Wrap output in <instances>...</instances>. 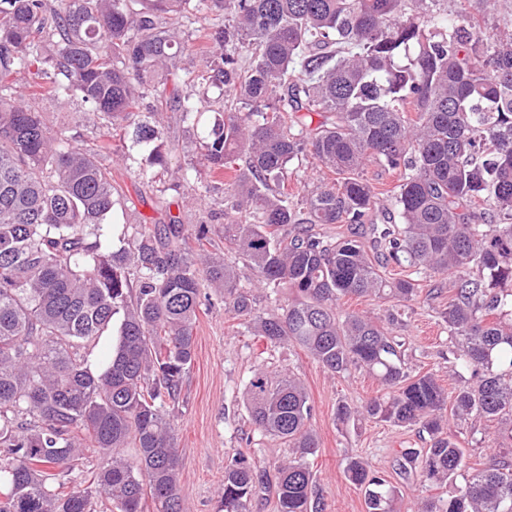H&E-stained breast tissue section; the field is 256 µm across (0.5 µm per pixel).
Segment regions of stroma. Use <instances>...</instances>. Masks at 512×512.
Here are the masks:
<instances>
[{
  "mask_svg": "<svg viewBox=\"0 0 512 512\" xmlns=\"http://www.w3.org/2000/svg\"><path fill=\"white\" fill-rule=\"evenodd\" d=\"M39 108L48 126L66 130L84 139L98 137L93 118L80 103L58 110L48 100ZM170 167L186 165L199 152L196 129L169 113L162 137ZM126 160L115 154L101 155L111 167L120 205L114 216L115 237L132 236L136 223L163 224L168 214L182 213L187 223L220 225L224 222V190L195 198L193 181L182 182L168 191L166 207L156 203L154 179L138 176L146 156L139 146L127 144ZM363 178L374 188V222L378 227L397 223L393 194L400 176L379 163L369 164ZM449 279H422L421 293L406 310L403 327L392 334L403 343L410 375L434 374L447 392L460 385L448 371V326L440 311L448 301ZM195 360L186 375L173 426L179 451L178 494L183 512H219L218 492L224 483V469L240 451H250L260 465L274 467L288 457V447L256 431L246 408V388L255 369L269 375L293 372L304 384L314 407L310 425L319 441L313 470L316 485L326 503V512H366L361 489L345 474L348 459L361 458L382 471L396 487L404 504L417 505L435 495H448L452 484L434 488L418 473H400L396 451L426 448L427 433L416 427H397L358 415L339 422L340 404L363 405L380 393L378 382L362 370L344 374L324 371L313 358L295 345L270 348L251 335L238 320L225 312L222 299L200 313L194 329Z\"/></svg>",
  "mask_w": 512,
  "mask_h": 512,
  "instance_id": "1",
  "label": "stroma"
}]
</instances>
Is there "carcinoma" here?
Returning <instances> with one entry per match:
<instances>
[{
  "mask_svg": "<svg viewBox=\"0 0 512 512\" xmlns=\"http://www.w3.org/2000/svg\"><path fill=\"white\" fill-rule=\"evenodd\" d=\"M201 12L217 23L196 49L180 34ZM187 52L201 70L180 67ZM19 74L31 93L16 90ZM171 76L223 104L181 178L233 173L227 206L252 220L224 216V242L258 284L295 291L278 311L205 251L209 224L171 215L110 243L120 202L101 140L131 138L165 167L160 114L195 127L202 114L198 97H167ZM148 87L156 105L143 113ZM75 96L101 139L72 144L34 104ZM300 112L323 120L312 128ZM309 155L336 178L295 202L288 171ZM372 161L402 175L400 224H371L374 254L356 234L316 230L370 224L375 194L360 172ZM482 209L497 223H480ZM428 272L453 275L448 364L471 378L451 397L433 375L404 371L385 327L338 311L353 297L410 302ZM205 288L266 345L294 343L332 374L362 368L379 381L363 411L431 440L400 449L399 467L432 485L462 478L418 512H512V30L488 34L440 0H0V512H98L100 500L143 512L148 498L155 512H181L167 407L194 360ZM111 331L97 371L78 350ZM247 397L252 423L290 456L269 470L238 453L221 509L253 512L271 493L277 512H325L300 379L257 372ZM473 415L500 424L481 468L452 425ZM87 447L106 465H89ZM346 474L367 512H413L369 463L353 458Z\"/></svg>",
  "mask_w": 512,
  "mask_h": 512,
  "instance_id": "carcinoma-1",
  "label": "carcinoma"
}]
</instances>
